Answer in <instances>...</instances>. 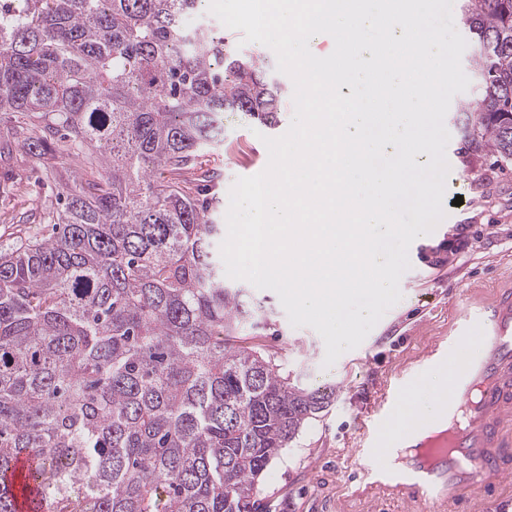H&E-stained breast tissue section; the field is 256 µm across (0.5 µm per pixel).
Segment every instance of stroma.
<instances>
[{"label": "stroma", "mask_w": 512, "mask_h": 512, "mask_svg": "<svg viewBox=\"0 0 512 512\" xmlns=\"http://www.w3.org/2000/svg\"><path fill=\"white\" fill-rule=\"evenodd\" d=\"M293 115L289 96L272 128L241 112L225 113L224 142L202 160L221 172L214 191L220 202L217 222L225 220L236 179L249 169L267 166L265 138L283 135ZM445 127L450 134L446 216L427 238L412 242L411 267L399 283L401 300L357 348L324 367L321 336L309 327H293L274 291L247 289L250 301L264 303L270 313L268 324L254 330V345L277 355L284 369L308 389L335 391L329 407L268 467L252 496L253 512H407L398 499L375 503L357 493L355 477L364 465L354 450L357 428L397 369L422 355L430 337L447 332L450 314L468 290L489 295L512 278V165L495 164L489 157L464 164L453 121H446ZM71 179L67 167L57 169L54 178H44L38 159L21 152L0 164V187L16 189L13 195L0 196V245L18 243L37 229L50 233V225L37 228L18 218L36 207L55 208ZM459 192L464 200L457 206L453 198Z\"/></svg>", "instance_id": "obj_1"}]
</instances>
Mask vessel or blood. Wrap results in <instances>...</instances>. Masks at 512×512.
I'll use <instances>...</instances> for the list:
<instances>
[{"label":"vessel or blood","mask_w":512,"mask_h":512,"mask_svg":"<svg viewBox=\"0 0 512 512\" xmlns=\"http://www.w3.org/2000/svg\"><path fill=\"white\" fill-rule=\"evenodd\" d=\"M446 364L449 382L437 418L410 413L409 376H394L362 421L357 451L365 491L451 512L462 497L490 484L512 486V289L470 298L447 335L416 361L423 374Z\"/></svg>","instance_id":"1"}]
</instances>
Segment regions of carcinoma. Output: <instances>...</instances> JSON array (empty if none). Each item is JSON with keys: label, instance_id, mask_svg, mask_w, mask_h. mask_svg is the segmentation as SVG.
<instances>
[{"label": "carcinoma", "instance_id": "1", "mask_svg": "<svg viewBox=\"0 0 512 512\" xmlns=\"http://www.w3.org/2000/svg\"><path fill=\"white\" fill-rule=\"evenodd\" d=\"M199 0H0V152L82 173L53 231L0 247V512H252L268 465L330 397L246 333L224 233L189 183L224 113L277 119L285 87ZM480 99L458 154L512 161V0H462ZM32 470L31 486L24 468Z\"/></svg>", "mask_w": 512, "mask_h": 512}]
</instances>
